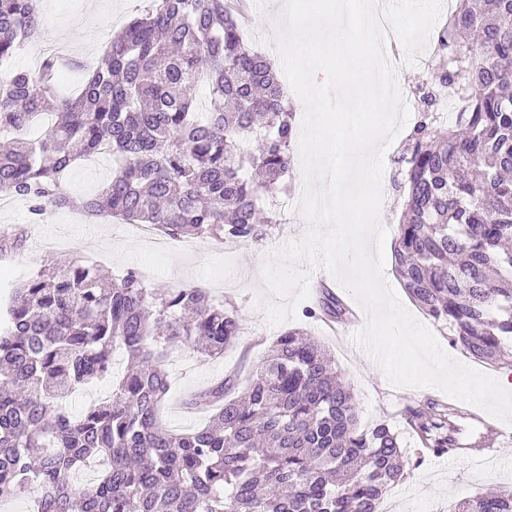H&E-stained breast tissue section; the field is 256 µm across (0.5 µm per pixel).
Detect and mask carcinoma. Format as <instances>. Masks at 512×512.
Instances as JSON below:
<instances>
[{
  "mask_svg": "<svg viewBox=\"0 0 512 512\" xmlns=\"http://www.w3.org/2000/svg\"><path fill=\"white\" fill-rule=\"evenodd\" d=\"M42 24L36 0H0V62ZM433 80L399 156L407 188L394 269L450 342L498 363L512 341V0H467L436 30ZM60 63L0 68V197L90 219L150 224L174 238L261 241L278 221L262 202L282 192L296 126L277 72L244 41L226 0H150L112 37L77 96L59 94ZM204 81L209 110L196 111ZM449 89L455 122L436 113ZM108 151L112 177L74 197L63 175ZM26 227L0 234V257L23 252ZM0 305V500L38 488L37 512H380L404 476L393 426L364 431L349 385L299 329L282 333L243 387L230 372L190 394L209 423L177 434L158 421L166 360L181 344L214 357L241 336L237 311L194 286L152 288L132 269L104 281L78 256L7 286ZM351 310L326 284L305 317L342 323ZM131 361L112 395L73 413L65 399ZM419 454L482 451L464 442L470 412L439 399L401 411ZM105 463L80 486L87 461ZM454 512H512L482 493Z\"/></svg>",
  "mask_w": 512,
  "mask_h": 512,
  "instance_id": "cac0c4a2",
  "label": "carcinoma"
}]
</instances>
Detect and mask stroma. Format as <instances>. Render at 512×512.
Masks as SVG:
<instances>
[{"label": "stroma", "instance_id": "obj_1", "mask_svg": "<svg viewBox=\"0 0 512 512\" xmlns=\"http://www.w3.org/2000/svg\"><path fill=\"white\" fill-rule=\"evenodd\" d=\"M149 0H43L42 26L32 32L25 47L11 60L12 67L37 72L40 58L54 43L67 46L72 61L65 65L59 80L62 94L75 93L86 67L102 57L109 38L137 16ZM281 0H253L252 19L244 35L258 51L274 54L270 40L274 38L272 19L280 9ZM408 139L400 132L384 153L385 170L381 187L383 201L381 223L387 230L385 251H392L404 210V194L395 185L394 157ZM112 168L100 158L78 162L63 184L74 196L95 192L109 177ZM300 167H293L287 189L276 200L281 212L279 224L273 225L259 243L248 246H216L207 239H184L165 255L148 252L133 225L114 223H81L76 212H47L43 223L32 226L36 235H50L66 243L65 254L94 256L104 273L119 275L129 269L142 270L147 283L156 288L180 286L212 287L225 304L235 307L242 326L239 341L219 358H206L181 351L171 358L168 372L171 380L169 399L159 412V418L169 429L186 433L207 424L210 414L183 410L184 398L199 391L230 370H238L240 379H247L253 365L268 344L291 329H300L319 341L331 354L343 381L353 389L359 403V422L367 429L381 420H391L401 431L402 446L407 458L416 454L412 437L403 432L398 415L400 409L414 406L429 398H442L434 387H407L393 384L385 373L374 366L367 355L354 347L352 332L363 329L367 315L360 305H353V315L347 325L351 332L336 335L323 324L307 319L303 309H296L294 319L279 325H269L259 301H271L272 296L262 286L260 271L271 251L289 242L302 239L307 227L296 212L303 187L299 182ZM415 321L428 327L449 355L460 363L495 378L512 377V364L488 365L474 360L462 349L452 346L448 332L425 315L415 303H407ZM506 444L497 448L493 465H473L464 453L451 456H425L420 465L409 463L403 480L387 494L386 500L397 512H453L456 502L474 497L502 483H512V424L502 423Z\"/></svg>", "mask_w": 512, "mask_h": 512}]
</instances>
